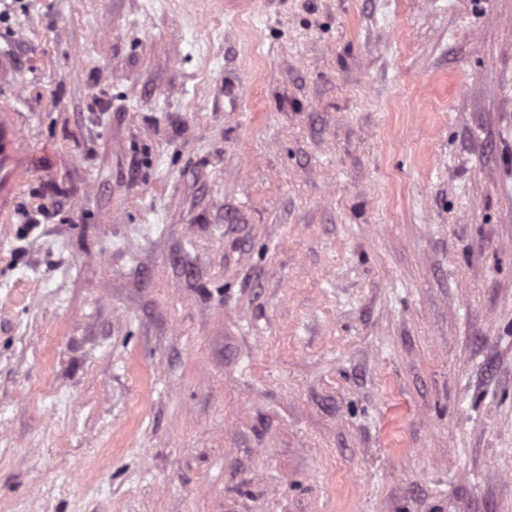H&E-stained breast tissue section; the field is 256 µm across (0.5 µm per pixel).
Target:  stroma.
<instances>
[{"label":"stroma","mask_w":512,"mask_h":512,"mask_svg":"<svg viewBox=\"0 0 512 512\" xmlns=\"http://www.w3.org/2000/svg\"><path fill=\"white\" fill-rule=\"evenodd\" d=\"M0 512H512V0H0ZM11 96H0V213L9 216L12 202L27 175L23 157L28 145L21 134Z\"/></svg>","instance_id":"stroma-1"}]
</instances>
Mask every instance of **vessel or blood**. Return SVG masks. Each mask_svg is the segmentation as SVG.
I'll list each match as a JSON object with an SVG mask.
<instances>
[{
  "label": "vessel or blood",
  "mask_w": 512,
  "mask_h": 512,
  "mask_svg": "<svg viewBox=\"0 0 512 512\" xmlns=\"http://www.w3.org/2000/svg\"><path fill=\"white\" fill-rule=\"evenodd\" d=\"M18 84V70L5 53L0 52V214L10 215L12 202L27 175L23 157L28 145L21 134L17 109L10 93Z\"/></svg>",
  "instance_id": "1"
}]
</instances>
